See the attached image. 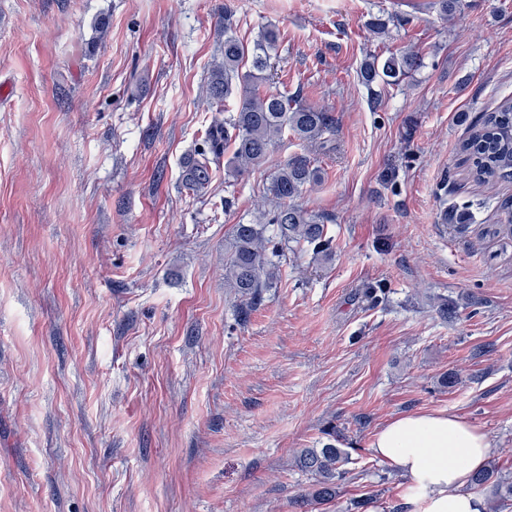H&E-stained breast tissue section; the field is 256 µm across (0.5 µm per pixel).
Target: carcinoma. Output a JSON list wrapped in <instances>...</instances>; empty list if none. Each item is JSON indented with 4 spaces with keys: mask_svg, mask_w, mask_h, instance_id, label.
<instances>
[{
    "mask_svg": "<svg viewBox=\"0 0 512 512\" xmlns=\"http://www.w3.org/2000/svg\"><path fill=\"white\" fill-rule=\"evenodd\" d=\"M278 40L275 28H262L254 41L251 69L241 72L247 49L236 36L234 11L224 8L223 57L211 64L206 94L216 109L232 96L238 97L239 102L229 118L214 120L206 130V149L183 158L181 182L186 190L196 195L203 192L211 181V163L228 148L232 149L228 176L236 178L263 165L288 133L305 143L321 146L325 135L333 132L334 118L328 111L262 87L269 80L270 51ZM421 65V55L413 48L386 58L372 55L364 61L361 77L368 86L377 81L394 85L411 76ZM460 151L474 182L480 185L512 182V97L503 99L494 111L484 115L462 142ZM319 178L320 172L310 155L291 156L267 186L274 207L260 212L256 224L234 225L224 253V280L241 304L254 303L262 289L271 287L277 275L274 258L284 256L290 244H307L318 254L331 251L324 221L296 204L307 187ZM498 223L507 233H512V195L501 200ZM327 436L331 441L320 448H304L295 458L296 466L312 479V491L302 500L305 505L334 502L347 474L343 466L349 462L348 452L332 443L336 431H330ZM470 485L477 490L492 488L495 508L512 507V482L499 476L495 465L476 472Z\"/></svg>",
    "mask_w": 512,
    "mask_h": 512,
    "instance_id": "1",
    "label": "carcinoma"
}]
</instances>
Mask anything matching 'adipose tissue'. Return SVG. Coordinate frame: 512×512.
I'll use <instances>...</instances> for the list:
<instances>
[{
  "label": "adipose tissue",
  "mask_w": 512,
  "mask_h": 512,
  "mask_svg": "<svg viewBox=\"0 0 512 512\" xmlns=\"http://www.w3.org/2000/svg\"><path fill=\"white\" fill-rule=\"evenodd\" d=\"M372 451L407 479V512H481L469 483L492 448L487 435L459 415L438 410L395 417L377 433Z\"/></svg>",
  "instance_id": "1"
}]
</instances>
